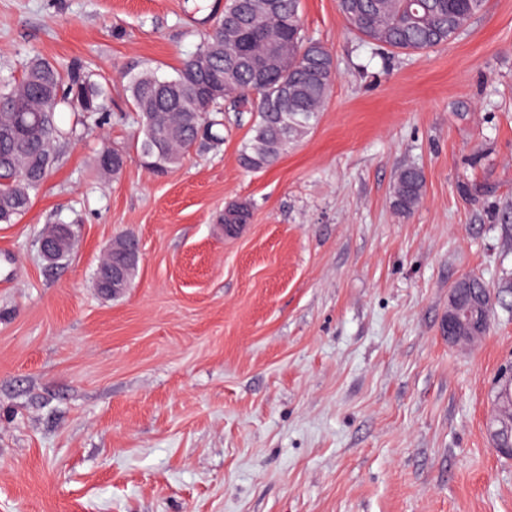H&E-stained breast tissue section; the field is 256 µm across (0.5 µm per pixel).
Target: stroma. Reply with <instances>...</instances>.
<instances>
[{
	"label": "stroma",
	"mask_w": 512,
	"mask_h": 512,
	"mask_svg": "<svg viewBox=\"0 0 512 512\" xmlns=\"http://www.w3.org/2000/svg\"><path fill=\"white\" fill-rule=\"evenodd\" d=\"M190 5L0 0V76L39 55L110 79L101 124L0 224V512H512L488 435L512 370V0L381 57L336 0H302L335 60L306 138L247 172L252 117L228 112L219 149L102 177L95 154L135 130L128 76L195 51ZM405 166L425 176L407 216L390 203ZM57 222L78 245L51 265L35 239ZM123 232L142 257L109 298L93 276ZM470 274L496 299L461 347L444 322ZM251 206L246 202L232 204L224 209L221 222L230 233H235L241 224H247L251 218ZM226 224V225H225Z\"/></svg>",
	"instance_id": "1"
}]
</instances>
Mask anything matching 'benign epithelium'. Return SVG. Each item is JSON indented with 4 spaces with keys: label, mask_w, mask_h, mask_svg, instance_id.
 <instances>
[{
    "label": "benign epithelium",
    "mask_w": 512,
    "mask_h": 512,
    "mask_svg": "<svg viewBox=\"0 0 512 512\" xmlns=\"http://www.w3.org/2000/svg\"><path fill=\"white\" fill-rule=\"evenodd\" d=\"M493 304L489 289L484 288L464 295L460 289L452 290L448 301V317L445 328L448 341L455 344H470L483 335L482 329ZM512 433V401L499 402L495 423L490 426L489 436L494 450L512 457V444H502V438Z\"/></svg>",
    "instance_id": "obj_1"
}]
</instances>
